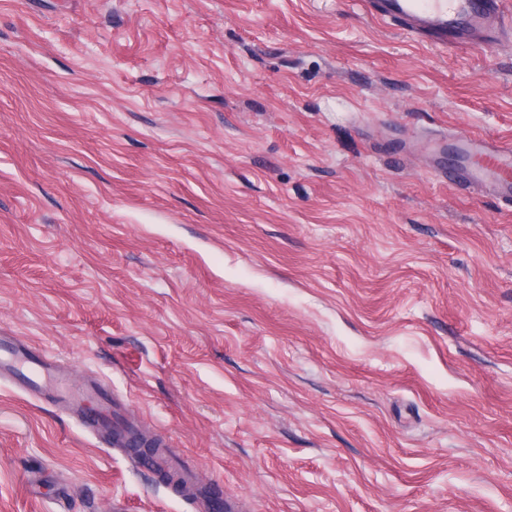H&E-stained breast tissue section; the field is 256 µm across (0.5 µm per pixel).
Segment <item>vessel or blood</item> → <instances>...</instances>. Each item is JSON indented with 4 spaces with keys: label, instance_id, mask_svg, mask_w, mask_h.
<instances>
[{
    "label": "vessel or blood",
    "instance_id": "1",
    "mask_svg": "<svg viewBox=\"0 0 512 512\" xmlns=\"http://www.w3.org/2000/svg\"><path fill=\"white\" fill-rule=\"evenodd\" d=\"M364 5L376 19L402 24L414 36L443 47L494 45L495 33L505 22L500 0H364ZM460 144L467 162L449 169V179L459 187L484 183L512 202V142L464 137ZM0 377L47 394L87 427L121 444L132 438L126 429L113 428L112 403L100 385L72 381L54 361L34 356L19 338L0 336Z\"/></svg>",
    "mask_w": 512,
    "mask_h": 512
}]
</instances>
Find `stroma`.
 <instances>
[{
	"mask_svg": "<svg viewBox=\"0 0 512 512\" xmlns=\"http://www.w3.org/2000/svg\"><path fill=\"white\" fill-rule=\"evenodd\" d=\"M512 36L361 0H0V336L240 512H512ZM207 512L0 379V512ZM367 11L386 23H400L421 40L448 48L495 44L504 24L500 0H365ZM460 145L467 162L461 169H448V179L457 187L484 183L493 194L511 203L512 142L463 137Z\"/></svg>",
	"mask_w": 512,
	"mask_h": 512,
	"instance_id": "35a3bbf8",
	"label": "stroma"
}]
</instances>
